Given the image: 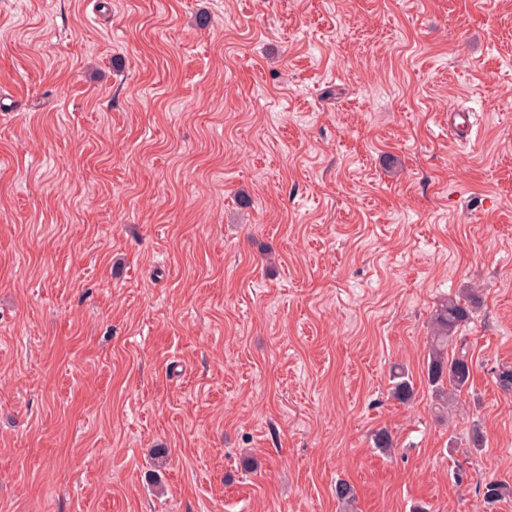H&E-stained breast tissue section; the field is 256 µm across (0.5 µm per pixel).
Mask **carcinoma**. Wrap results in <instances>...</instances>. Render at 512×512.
<instances>
[{
	"label": "carcinoma",
	"instance_id": "cac0c4a2",
	"mask_svg": "<svg viewBox=\"0 0 512 512\" xmlns=\"http://www.w3.org/2000/svg\"><path fill=\"white\" fill-rule=\"evenodd\" d=\"M476 296L468 298H447L437 306L430 324L431 345L427 361V378L435 396L438 410L445 411L467 386L472 373V360L467 350L448 351V345L457 340L461 326L467 323L475 310ZM391 396L402 402L410 401L414 385L405 370L397 367L390 376ZM497 387L505 392L512 391V365L499 367L494 374ZM482 498L488 508L507 498H512V484L506 481L491 480L480 488Z\"/></svg>",
	"mask_w": 512,
	"mask_h": 512
}]
</instances>
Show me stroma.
<instances>
[{
    "label": "stroma",
    "instance_id": "stroma-1",
    "mask_svg": "<svg viewBox=\"0 0 512 512\" xmlns=\"http://www.w3.org/2000/svg\"><path fill=\"white\" fill-rule=\"evenodd\" d=\"M510 363L512 0H0V512H512ZM476 296L447 298L437 306L430 324L431 345L427 361V378L435 396L437 409L444 412L467 386L472 373V360L463 347L448 354V345L457 340L461 326L475 310ZM390 382L392 384L390 393L394 399L402 403H407L412 399L414 385L405 370L399 367L395 368L391 373ZM479 491H481L483 501L488 505L489 510L496 503L512 498V484L506 481L491 480L479 488Z\"/></svg>",
    "mask_w": 512,
    "mask_h": 512
}]
</instances>
